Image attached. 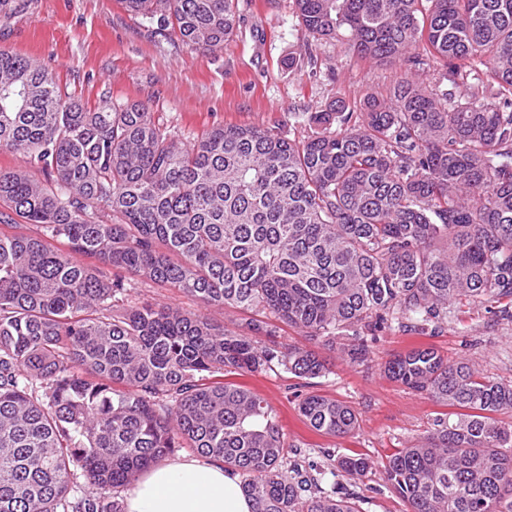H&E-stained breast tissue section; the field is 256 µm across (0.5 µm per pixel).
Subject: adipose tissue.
Here are the masks:
<instances>
[{
	"label": "adipose tissue",
	"instance_id": "adipose-tissue-1",
	"mask_svg": "<svg viewBox=\"0 0 512 512\" xmlns=\"http://www.w3.org/2000/svg\"><path fill=\"white\" fill-rule=\"evenodd\" d=\"M125 512H252L238 474L205 458L148 469L124 494Z\"/></svg>",
	"mask_w": 512,
	"mask_h": 512
}]
</instances>
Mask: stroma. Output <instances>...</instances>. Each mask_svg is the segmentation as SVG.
Segmentation results:
<instances>
[{
    "mask_svg": "<svg viewBox=\"0 0 512 512\" xmlns=\"http://www.w3.org/2000/svg\"><path fill=\"white\" fill-rule=\"evenodd\" d=\"M236 16L233 41L203 52L176 35H158L153 23L127 12L119 0H28L21 13L0 18V50L47 64L62 92L86 107L103 96L118 104L145 102L155 123L184 142L228 125L272 129L300 141L310 132L312 113L329 111L340 98L385 97L406 72L400 65L361 61L352 47L335 40L313 42L303 51L293 0H236ZM311 54L317 58L313 66L307 62ZM127 302L204 311L226 329H242L236 310H206L193 297L152 284H136ZM278 340L327 360L330 372L313 390L356 410L354 434L339 438L312 430L298 411L296 380L288 373L247 374L237 382L267 400L297 461L320 466L323 484L333 481V457L358 452L373 461L371 473L348 486L363 498V512H407L385 480L384 463L395 449L424 436L440 411L426 395L383 374L389 358L433 346L470 360L483 376L512 383V320L482 306L451 307L439 330H382L359 365L297 329L282 327Z\"/></svg>",
    "mask_w": 512,
    "mask_h": 512,
    "instance_id": "stroma-1",
    "label": "stroma"
}]
</instances>
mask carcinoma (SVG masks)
<instances>
[{
    "instance_id": "cac0c4a2",
    "label": "carcinoma",
    "mask_w": 512,
    "mask_h": 512,
    "mask_svg": "<svg viewBox=\"0 0 512 512\" xmlns=\"http://www.w3.org/2000/svg\"><path fill=\"white\" fill-rule=\"evenodd\" d=\"M199 51L230 42L234 0H120ZM310 41L347 38L376 64L418 68L380 99L316 112L302 141L220 126L186 144L143 102L92 109L47 65L0 50V512H122L117 493L183 448L238 473L252 512H362L288 463L272 408L224 381L280 368L328 373L283 347L268 318L340 346L352 363L398 314L448 321L453 303L512 300V0H294ZM478 59L460 70L457 61ZM448 83L443 90L440 85ZM249 314L118 305L128 276ZM391 380L454 409L387 456L409 512H512V384L429 347ZM309 426L348 436V404L296 392ZM370 470L360 453L336 476Z\"/></svg>"
}]
</instances>
